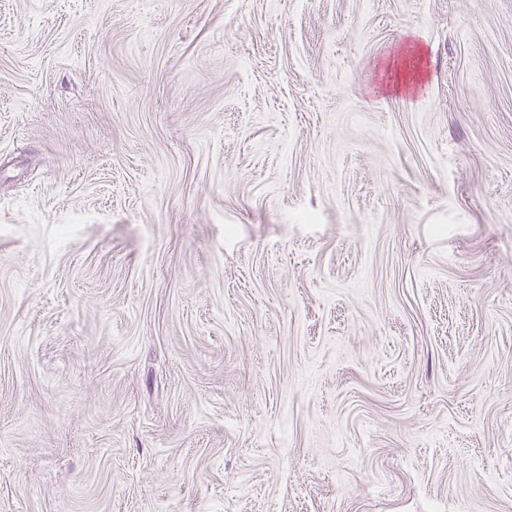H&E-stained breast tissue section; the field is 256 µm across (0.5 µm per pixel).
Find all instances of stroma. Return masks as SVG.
Returning a JSON list of instances; mask_svg holds the SVG:
<instances>
[{
	"instance_id": "35a3bbf8",
	"label": "stroma",
	"mask_w": 512,
	"mask_h": 512,
	"mask_svg": "<svg viewBox=\"0 0 512 512\" xmlns=\"http://www.w3.org/2000/svg\"><path fill=\"white\" fill-rule=\"evenodd\" d=\"M0 512H512V0H0Z\"/></svg>"
}]
</instances>
